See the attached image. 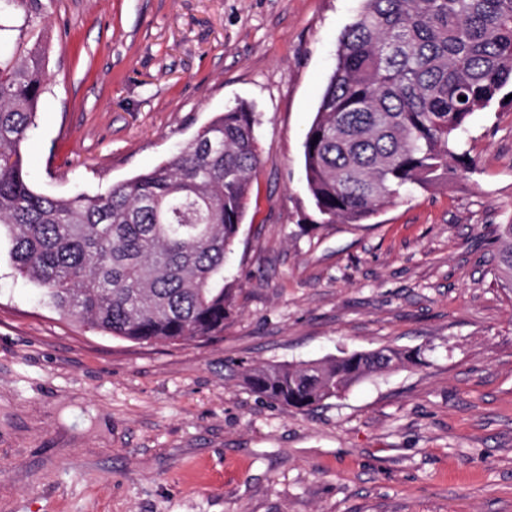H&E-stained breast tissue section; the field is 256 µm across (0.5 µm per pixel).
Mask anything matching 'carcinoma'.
Instances as JSON below:
<instances>
[{
	"mask_svg": "<svg viewBox=\"0 0 512 512\" xmlns=\"http://www.w3.org/2000/svg\"><path fill=\"white\" fill-rule=\"evenodd\" d=\"M303 143L306 186L327 224H362L412 190L475 169L462 135L512 87V0H362ZM38 0H0L32 22ZM45 82V48L0 55V235L40 300L91 330L176 344L224 333V285L262 163L256 117L240 104L161 165L105 193L35 192L22 143ZM466 100L461 101L459 97ZM512 293V224L493 239ZM418 354L392 347L341 358L242 367L251 391L300 411L344 395Z\"/></svg>",
	"mask_w": 512,
	"mask_h": 512,
	"instance_id": "carcinoma-1",
	"label": "carcinoma"
}]
</instances>
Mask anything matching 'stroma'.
<instances>
[{"instance_id": "35a3bbf8", "label": "stroma", "mask_w": 512, "mask_h": 512, "mask_svg": "<svg viewBox=\"0 0 512 512\" xmlns=\"http://www.w3.org/2000/svg\"><path fill=\"white\" fill-rule=\"evenodd\" d=\"M361 0H49L23 145L38 192H103L230 107L262 166L208 341L138 344L62 319L0 239V512H512V106L476 113L475 170L362 224H326L303 142ZM384 346L420 360L300 412L239 365ZM493 253L500 287L512 293V224H500L496 228Z\"/></svg>"}]
</instances>
